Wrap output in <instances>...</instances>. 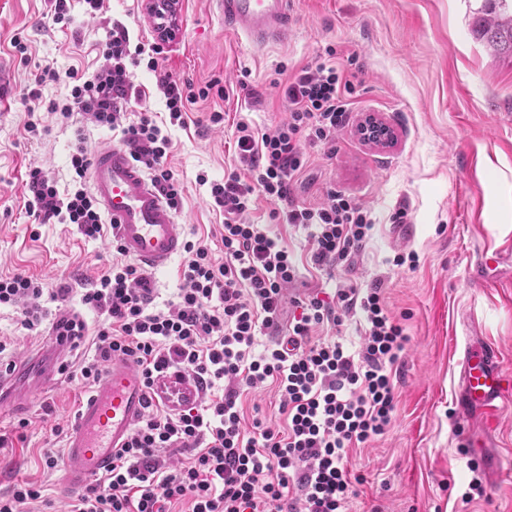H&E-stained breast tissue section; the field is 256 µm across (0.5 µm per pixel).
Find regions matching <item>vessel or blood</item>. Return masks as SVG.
Listing matches in <instances>:
<instances>
[{
    "label": "vessel or blood",
    "mask_w": 512,
    "mask_h": 512,
    "mask_svg": "<svg viewBox=\"0 0 512 512\" xmlns=\"http://www.w3.org/2000/svg\"><path fill=\"white\" fill-rule=\"evenodd\" d=\"M226 32L261 44L285 36L293 25L292 0H216ZM91 186L126 256L144 269L165 266L185 245V230L174 211L131 159L125 148L98 150L92 160ZM66 342L50 341L0 374V397L12 399L16 410L28 407L32 390H47L59 382ZM203 395L188 375L160 379L146 388L130 360L113 359L104 381L81 401L63 456L61 484L77 489L104 476L112 456L122 448L133 427L147 413L149 402L195 405ZM512 396V377L504 373L499 354L490 344L466 353L462 368L465 407L501 411Z\"/></svg>",
    "instance_id": "1"
}]
</instances>
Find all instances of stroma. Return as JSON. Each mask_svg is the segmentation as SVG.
<instances>
[{"label": "stroma", "mask_w": 512, "mask_h": 512, "mask_svg": "<svg viewBox=\"0 0 512 512\" xmlns=\"http://www.w3.org/2000/svg\"><path fill=\"white\" fill-rule=\"evenodd\" d=\"M150 0H104L89 17L84 0H73L67 27H50V0H0V276L25 273L38 279L43 305L60 317L79 302L78 292L118 260L111 238L92 240L73 224H36L25 210L27 174L39 166L59 190L72 186L73 127L85 129L90 151L120 145L119 132L77 116L67 124L47 111L46 101L63 100L65 81L39 82L42 68L64 73L94 71L113 24L131 42L155 32ZM483 0H294V24L286 41L256 47L226 35L214 0H176L177 29L157 70L129 69L144 93L128 113L149 109L168 117L158 76L194 87L218 80L223 96L188 105L183 125L169 127L166 160L183 188L177 213L189 240L214 244L224 216L211 206L210 182L239 168L235 125L247 119L274 130L288 118L283 88L300 68L326 49L352 84L347 120L326 144L304 143L308 163L291 186V202L256 197L249 219L268 225L293 253L299 285L334 291L344 281L363 288L381 286L385 303L411 338L392 369L396 410L387 433L348 452L346 466L356 490L348 512H512V408L491 433L492 447L468 448L471 433L457 404L466 349L477 341L494 345L512 376V62L496 58L475 39L472 21ZM22 48H15V41ZM39 89L42 103L29 97ZM224 121L214 124L210 115ZM369 115L390 126L392 143L365 141L358 126ZM41 136L27 131L28 122ZM206 175L200 184L198 175ZM349 195L371 210L375 226L351 265L312 268L311 239L272 218L295 202L321 205L328 192ZM407 221L393 223L399 205ZM500 251L494 268L477 265L485 252ZM415 263L395 265L399 253ZM72 292L55 297L61 283ZM22 329L14 309L0 310V360L17 362L39 339ZM89 343L70 351L60 383L37 397L25 415L0 406V493L21 480L42 484L45 500L36 512H65L70 493L60 488L61 472L46 468L43 449L63 447L80 401L91 387L78 367ZM246 421L283 426L275 386L245 392ZM26 427H19V420ZM483 494L463 500L472 477Z\"/></svg>", "instance_id": "obj_1"}]
</instances>
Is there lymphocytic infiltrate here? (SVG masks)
I'll return each instance as SVG.
<instances>
[{
	"label": "lymphocytic infiltrate",
	"instance_id": "obj_1",
	"mask_svg": "<svg viewBox=\"0 0 512 512\" xmlns=\"http://www.w3.org/2000/svg\"><path fill=\"white\" fill-rule=\"evenodd\" d=\"M170 37L131 45L128 31L113 25L104 63L92 73L70 72L64 104L49 111L64 120L83 114L95 125L120 131L142 171L171 209L182 206V187L165 165L170 139L149 110L125 122L124 110L141 92L128 65L156 69ZM170 124H183L188 104L208 98L210 87L193 88L163 76L157 83ZM350 81L330 59L319 58L289 80L287 122L258 132L236 125V151L247 176L231 172L210 185L213 205L224 214L223 262L206 242L185 244L181 286L165 308L153 305L149 274L132 261L112 264L80 295L79 306L55 324L59 335L80 343L92 337L94 353L80 366L98 383L113 357L131 360L146 387L172 373L204 383V405L171 413L155 409L134 428L112 458L105 479L88 485L69 512H169L186 499L191 512H344L350 501L349 449L385 434L395 409L392 368L410 338L388 311L380 287L346 282L334 292L286 299L299 278L293 254L266 225L244 223L254 194L287 202L286 224L307 230L315 243L314 266L346 265L360 251L375 221L371 212L333 191L317 208L292 203L291 185L306 167L302 142L329 141L346 120ZM70 166L74 186L60 192L40 167L29 172L25 208L39 223L77 225L91 239L108 226L86 187L91 153L83 128L74 131ZM43 288L34 277H0V306L18 309L20 324L36 332L47 316ZM99 314L90 326L85 312ZM361 313L364 334L357 351L342 341L315 336L324 324L341 326ZM279 337L264 342L267 329ZM275 385L286 423L275 430L246 422L243 390ZM191 451L188 462L168 465L161 450Z\"/></svg>",
	"mask_w": 512,
	"mask_h": 512
}]
</instances>
